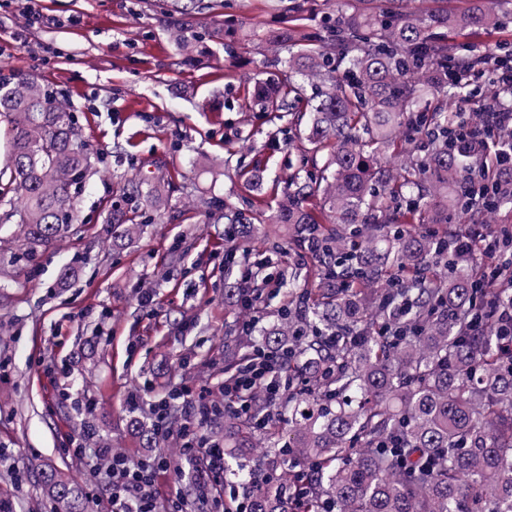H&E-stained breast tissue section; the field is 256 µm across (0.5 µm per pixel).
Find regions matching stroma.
Returning a JSON list of instances; mask_svg holds the SVG:
<instances>
[{
	"mask_svg": "<svg viewBox=\"0 0 512 512\" xmlns=\"http://www.w3.org/2000/svg\"><path fill=\"white\" fill-rule=\"evenodd\" d=\"M207 2L182 15L175 0H0V72L30 71L55 87L103 154L82 192L77 233L21 270L0 300V497L17 512H28L44 465L66 469L92 512H104L101 476L65 452L81 419L136 456L133 399L223 381L241 320L224 304L225 281L266 259L276 277L297 268V287L319 283L320 267L286 226L272 251L262 233L213 223L206 203L229 199L251 219L276 210L289 176H317L322 154L298 136L272 135L250 93L276 71L265 34L287 26L289 7L301 4L312 36L340 2ZM176 22L188 36L205 26L216 35L189 51L172 37ZM239 166L257 168L252 189L237 182ZM155 176L170 186L168 208L150 213L135 243L113 247L107 201L120 181ZM67 266L75 273L63 283ZM144 275L155 282L150 308L135 289Z\"/></svg>",
	"mask_w": 512,
	"mask_h": 512,
	"instance_id": "obj_1",
	"label": "stroma"
}]
</instances>
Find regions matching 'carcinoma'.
I'll return each mask as SVG.
<instances>
[{
    "label": "carcinoma",
    "mask_w": 512,
    "mask_h": 512,
    "mask_svg": "<svg viewBox=\"0 0 512 512\" xmlns=\"http://www.w3.org/2000/svg\"><path fill=\"white\" fill-rule=\"evenodd\" d=\"M407 0H345L324 34L280 28L269 34L283 56L279 73L254 87L253 100L275 118L303 102L305 139L326 151L321 177L295 176L270 217L293 224L322 266L317 287L294 288L274 323L241 337L224 355L236 379L255 349L286 350L278 375L310 380L290 390L285 408L246 393L261 428L217 409L224 424V475L238 474L246 451L263 449L271 480L244 489L247 512H512V343L498 333L490 304L512 306V247L497 260L502 285L481 288L478 266L448 249V212L489 224L512 210V174L487 190L492 212L461 198L480 157L448 119V102L485 75L481 112L507 103L484 53H457L453 35L476 38L512 20V0H465L461 11L417 15ZM324 89L305 96L315 80ZM0 119L8 128L9 181L22 200L0 237V265L37 262L79 221V197L98 173L101 153L82 139L73 109L33 73L0 74ZM403 156L392 171L381 159ZM137 199L156 211L162 188L141 183ZM322 199L323 208L312 201ZM122 202H110L107 233L127 245L144 233ZM441 225L435 234L417 225ZM170 389L130 421L145 448H169L185 420ZM287 421L282 431L277 418ZM291 450L290 462L281 449ZM190 505L214 499L200 460L184 463ZM36 483L51 512H89L71 477L43 468Z\"/></svg>",
    "instance_id": "1"
}]
</instances>
